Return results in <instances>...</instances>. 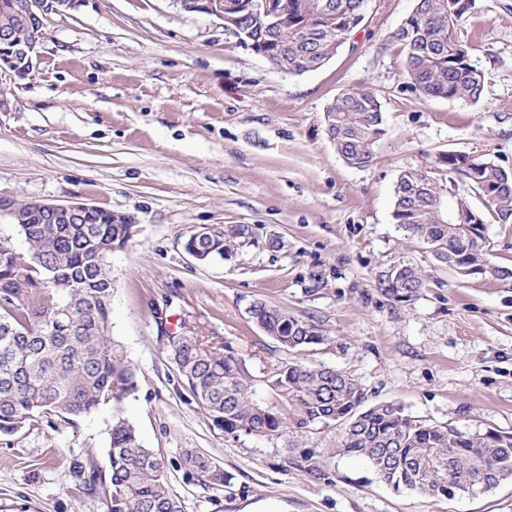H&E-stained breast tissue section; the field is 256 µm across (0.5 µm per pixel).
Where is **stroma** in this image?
Instances as JSON below:
<instances>
[{"mask_svg":"<svg viewBox=\"0 0 512 512\" xmlns=\"http://www.w3.org/2000/svg\"><path fill=\"white\" fill-rule=\"evenodd\" d=\"M459 30L486 75L475 104L410 87L392 33L413 0H367L366 16L324 67L275 69L219 21L167 0H80L50 15L36 69L0 71V197L82 199L130 215L114 251L111 336L138 369L120 408L0 435V512H106L114 412L160 453L184 512H512V483L427 497L383 484L365 459L336 454L344 425L299 435L225 438L188 393L168 335L194 328L257 351L253 371L284 359L251 321L257 301L316 325L301 361L356 377L369 404L464 432H512V278L463 277L392 218L396 181L445 152L512 168V0H476ZM371 88L384 112L371 167L348 166L324 131L343 90ZM247 224L254 244L206 263L184 249L202 227ZM285 246L267 248L270 237ZM426 281L410 302L378 287L400 262ZM165 322H158L157 312ZM228 476H186L185 449Z\"/></svg>","mask_w":512,"mask_h":512,"instance_id":"1","label":"stroma"}]
</instances>
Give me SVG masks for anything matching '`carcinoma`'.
<instances>
[{
  "label": "carcinoma",
  "instance_id": "obj_1",
  "mask_svg": "<svg viewBox=\"0 0 512 512\" xmlns=\"http://www.w3.org/2000/svg\"><path fill=\"white\" fill-rule=\"evenodd\" d=\"M12 2L0 0V28L12 29L18 41L33 38L37 28L16 23ZM459 2L414 0L392 38L405 53V72L420 96L476 103L485 76L458 36L468 15L456 11ZM363 5L364 0H281L280 22L255 18L243 7L239 24L247 32L243 40L277 49L288 70L301 75L307 63L335 55ZM324 126L347 165H373V146L384 126L374 91H342L324 112ZM467 170V181L488 213H479L478 224H451L435 212V196L448 187L449 178ZM15 212L28 253L20 255L11 237L0 236V434L34 426L46 414L71 422L116 407L138 387L137 369L109 329L108 257L132 239L135 225L104 224L101 212L74 224H51L22 203ZM392 217L458 274L487 275L492 267L487 224H512V170L469 153H442L435 171H402ZM251 235L247 224L213 225L190 237L186 249L207 262L249 243ZM378 284L382 293L408 302L424 287V278L416 266L403 262L385 271ZM249 314L292 355L260 376L250 368L249 357L226 342L191 329L169 337L171 362L218 435L271 439L342 421L344 435L331 452L365 458L396 491L446 497L450 479L455 491L465 493L478 480L488 490L512 482V433L469 434L429 424L393 402L367 407L365 388L354 376L294 359L325 341L315 325L265 301L254 303ZM182 462L206 486L227 481L224 470L200 450H185ZM84 483L91 489L99 483L108 487L107 512H184L164 457L145 447L134 424L119 414L112 420L109 470L89 467Z\"/></svg>",
  "mask_w": 512,
  "mask_h": 512
}]
</instances>
